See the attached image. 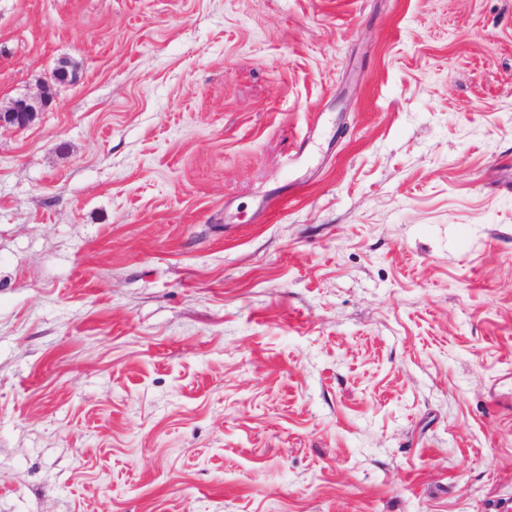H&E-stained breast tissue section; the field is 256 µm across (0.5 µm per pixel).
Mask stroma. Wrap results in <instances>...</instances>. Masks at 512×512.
Wrapping results in <instances>:
<instances>
[{"instance_id":"stroma-1","label":"stroma","mask_w":512,"mask_h":512,"mask_svg":"<svg viewBox=\"0 0 512 512\" xmlns=\"http://www.w3.org/2000/svg\"><path fill=\"white\" fill-rule=\"evenodd\" d=\"M0 512H512V0H0ZM69 66L68 61H61L58 67L52 71L49 80L38 97L16 99L7 109L0 111V128L24 129L28 127L50 103L53 85L65 84L63 72H66L68 76Z\"/></svg>"}]
</instances>
